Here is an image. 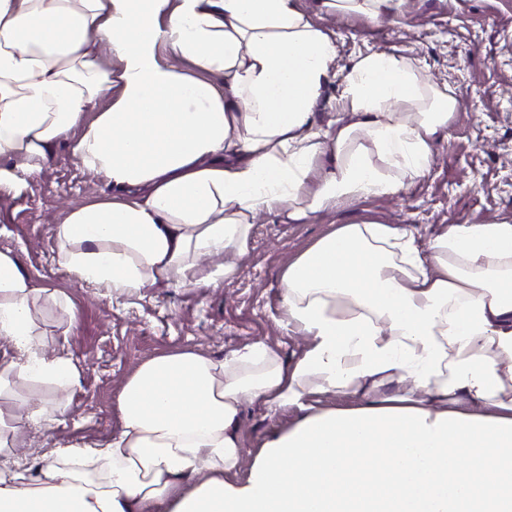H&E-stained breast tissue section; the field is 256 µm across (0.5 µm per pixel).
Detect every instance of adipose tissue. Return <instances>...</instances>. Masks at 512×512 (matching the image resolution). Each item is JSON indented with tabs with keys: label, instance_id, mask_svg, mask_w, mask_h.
<instances>
[{
	"label": "adipose tissue",
	"instance_id": "ef3b65f1",
	"mask_svg": "<svg viewBox=\"0 0 512 512\" xmlns=\"http://www.w3.org/2000/svg\"><path fill=\"white\" fill-rule=\"evenodd\" d=\"M401 2L322 5L377 25ZM101 38L117 71L97 62ZM164 48L223 86L164 62ZM337 56L298 0H0V188L70 143L112 195L54 225L59 266L117 295L212 287L196 257L247 254L257 214L298 224L428 171L456 98L434 92L422 111L412 62L370 53L320 127L313 109ZM280 285L290 331L308 339L292 364L262 343L221 360L147 359L120 388L105 444L67 448L35 478L0 458V512H512V221L452 224L422 247L398 224H341ZM38 293L0 252V336L18 352L0 360V381L67 387L77 370L44 355ZM385 384L397 387L386 405L372 396ZM332 392L359 404L323 407ZM247 399L299 418L238 484Z\"/></svg>",
	"mask_w": 512,
	"mask_h": 512
}]
</instances>
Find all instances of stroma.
Masks as SVG:
<instances>
[{
    "mask_svg": "<svg viewBox=\"0 0 512 512\" xmlns=\"http://www.w3.org/2000/svg\"><path fill=\"white\" fill-rule=\"evenodd\" d=\"M320 0H299L303 11L337 42V77L314 108L327 124L339 109L341 75L359 56L391 52L410 58L420 74L458 100L449 133L440 134L430 170L395 196L344 203L304 224H283L264 214L251 228L250 250L201 257L211 271L238 268L234 279L202 289L155 287L114 296L75 278L57 263L52 226L65 206L107 198L112 188L85 170L70 147L58 145L42 171L0 191V251L18 255L41 293L32 314L47 355L69 354L79 377L53 388L10 382L0 409L64 407L60 423L35 430L20 425L8 445L20 449L32 475L50 452L108 437L120 425L116 399L122 382L146 359L200 348L221 359L264 342L282 361L305 341L283 324L282 267L339 224H403L429 238L451 224L512 219V0H403L399 13L375 26L358 13L319 10ZM298 413L241 407L237 432L243 458L236 479L245 482L260 448L290 429Z\"/></svg>",
    "mask_w": 512,
    "mask_h": 512,
    "instance_id": "35a3bbf8",
    "label": "stroma"
}]
</instances>
